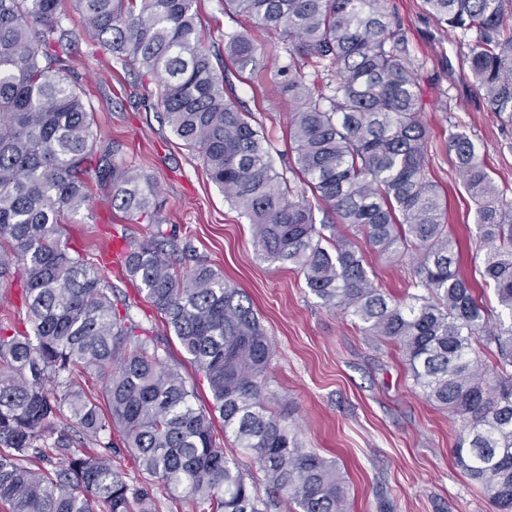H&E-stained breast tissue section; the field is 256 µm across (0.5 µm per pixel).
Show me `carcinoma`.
<instances>
[{
	"instance_id": "carcinoma-1",
	"label": "carcinoma",
	"mask_w": 512,
	"mask_h": 512,
	"mask_svg": "<svg viewBox=\"0 0 512 512\" xmlns=\"http://www.w3.org/2000/svg\"><path fill=\"white\" fill-rule=\"evenodd\" d=\"M65 0H0V278L19 262L20 316L0 321V504L7 512H157L153 488L207 512H270L261 488L300 512H347L335 461L300 447L267 396L271 347L249 299L211 265L182 272L151 177L111 160L72 78ZM85 27L123 64L158 79L170 132L201 156L210 181L251 226L269 261L293 265L329 310L374 343L401 353L413 388L461 430L456 465L512 512V201L474 144L453 136L463 186L476 203L493 312L460 271L446 201L426 171L419 75L388 0H224V11L287 41L277 86L295 103L288 167L276 170L268 135L226 96L202 42L195 0H73ZM504 0H425L439 24L471 37L467 63L496 112H512V25ZM224 54L265 69L245 33ZM313 72H307V68ZM291 173L334 215L317 222ZM151 231L125 251L128 281L174 334L212 401L196 394L146 335L132 305L114 298L87 254L63 242L66 218L91 184ZM346 224L389 259L416 257L410 292L388 297L371 279ZM495 346L493 364L479 349ZM53 382L60 388H47ZM76 424L82 441L57 427ZM143 479L130 484L112 435ZM258 467L248 482L224 440Z\"/></svg>"
}]
</instances>
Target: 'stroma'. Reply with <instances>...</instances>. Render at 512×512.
Segmentation results:
<instances>
[{"mask_svg":"<svg viewBox=\"0 0 512 512\" xmlns=\"http://www.w3.org/2000/svg\"><path fill=\"white\" fill-rule=\"evenodd\" d=\"M205 46L224 69L226 93L252 112L255 128L272 141L276 169L288 151V115L295 104L271 78L226 60L224 41L244 31L265 45L271 63L287 57L285 42L265 29L226 13L224 0H197ZM418 69L420 119L430 132L427 174L445 195L448 223L457 235L461 272L480 278L472 261L476 206L464 190L448 142L465 134L499 188L512 200V119L490 109L478 95L466 64L470 42L440 26L424 0H390ZM65 9L74 29L79 81L95 117L99 139L119 147L117 163L151 176L163 207V229L175 230L184 268L208 260L253 304L270 337L268 369L274 406L302 448L336 460L347 482L349 512H496L489 494L455 464L459 425L414 391L401 355L368 342L339 312L325 309L302 273L265 260L251 226L212 184L198 154L176 139L158 117L157 81L124 66L83 26L72 0ZM65 240L93 257L116 294L129 292L104 250L142 239L147 227L113 210L109 194L92 191L87 206L68 217ZM381 288L403 295L414 261L380 257L358 238Z\"/></svg>","mask_w":512,"mask_h":512,"instance_id":"stroma-1","label":"stroma"}]
</instances>
